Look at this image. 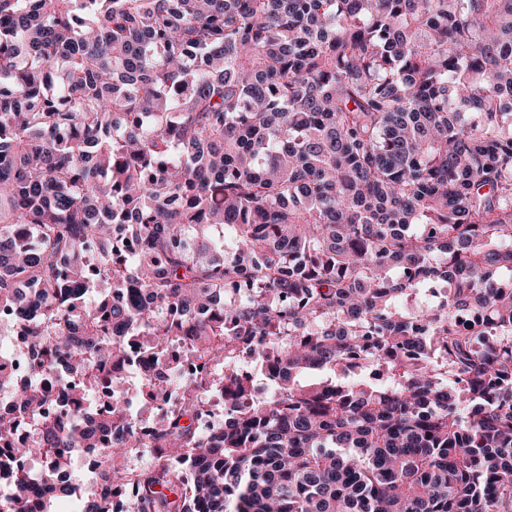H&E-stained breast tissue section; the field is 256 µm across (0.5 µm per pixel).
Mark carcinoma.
Segmentation results:
<instances>
[{
	"label": "carcinoma",
	"instance_id": "1",
	"mask_svg": "<svg viewBox=\"0 0 512 512\" xmlns=\"http://www.w3.org/2000/svg\"><path fill=\"white\" fill-rule=\"evenodd\" d=\"M1 316L10 512H512V0H0ZM16 326L12 321L6 317L0 318V346L7 348V356L5 359L2 358V362L10 370L17 372L20 370L24 358L17 350V344L20 342L21 336H15ZM176 370H174L170 374H165V384L166 391L162 398H148L143 392L139 395V398L134 403L135 407L140 406L137 410L141 411V409L145 406L150 408V410L154 414H161L165 412L169 405H171L176 398V384L178 379L187 374H192L191 369L187 366L182 359H179L178 362L174 363L173 366Z\"/></svg>",
	"mask_w": 512,
	"mask_h": 512
}]
</instances>
